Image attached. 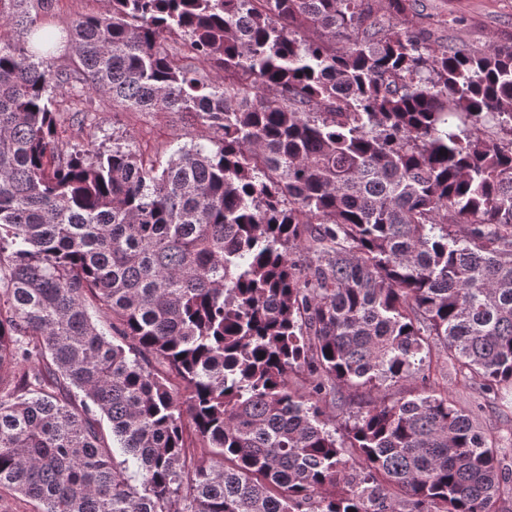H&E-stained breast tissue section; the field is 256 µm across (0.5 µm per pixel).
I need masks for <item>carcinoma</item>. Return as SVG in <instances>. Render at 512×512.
I'll return each mask as SVG.
<instances>
[{"label": "carcinoma", "mask_w": 512, "mask_h": 512, "mask_svg": "<svg viewBox=\"0 0 512 512\" xmlns=\"http://www.w3.org/2000/svg\"><path fill=\"white\" fill-rule=\"evenodd\" d=\"M386 2L112 0L57 38L48 0H0V491L512 512L479 422L512 425V46ZM96 95L210 145L65 146Z\"/></svg>", "instance_id": "carcinoma-1"}]
</instances>
